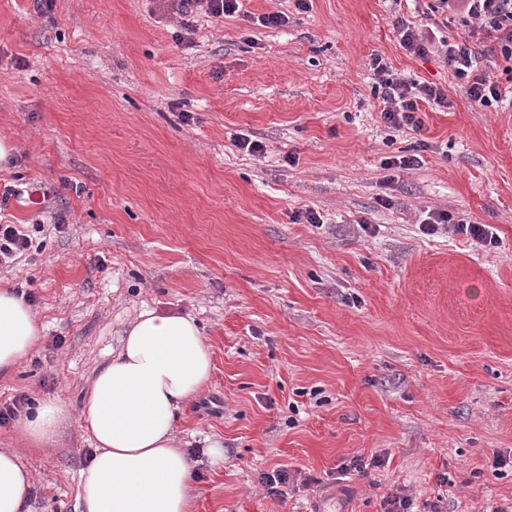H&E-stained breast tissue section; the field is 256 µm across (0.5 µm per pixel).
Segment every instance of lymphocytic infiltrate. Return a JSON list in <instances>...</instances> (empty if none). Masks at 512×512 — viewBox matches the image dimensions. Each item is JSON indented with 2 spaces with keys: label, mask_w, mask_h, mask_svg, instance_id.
<instances>
[{
  "label": "lymphocytic infiltrate",
  "mask_w": 512,
  "mask_h": 512,
  "mask_svg": "<svg viewBox=\"0 0 512 512\" xmlns=\"http://www.w3.org/2000/svg\"><path fill=\"white\" fill-rule=\"evenodd\" d=\"M439 9L458 16L466 29L460 42L437 36L435 31L400 17L395 21L399 44L406 53L440 57L458 79L471 103L492 107L503 102L506 91L482 68L485 59L498 55L504 72L512 77V0H436ZM371 67L378 77L383 108L381 117L389 127L421 131L418 116L421 103L444 104L448 96L440 86L387 77L381 58H373Z\"/></svg>",
  "instance_id": "lymphocytic-infiltrate-1"
}]
</instances>
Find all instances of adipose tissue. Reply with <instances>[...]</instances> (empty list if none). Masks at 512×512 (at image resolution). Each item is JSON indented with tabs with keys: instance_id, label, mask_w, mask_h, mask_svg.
Masks as SVG:
<instances>
[{
	"instance_id": "adipose-tissue-1",
	"label": "adipose tissue",
	"mask_w": 512,
	"mask_h": 512,
	"mask_svg": "<svg viewBox=\"0 0 512 512\" xmlns=\"http://www.w3.org/2000/svg\"><path fill=\"white\" fill-rule=\"evenodd\" d=\"M42 332L32 309L0 289V372L29 356ZM212 358L192 316L146 309L123 330L112 358L86 388L81 427L94 453L80 472L81 512H191V468L174 435L177 414L211 379ZM61 400L40 402L19 421L44 445L67 419ZM34 477L0 451V512H30Z\"/></svg>"
}]
</instances>
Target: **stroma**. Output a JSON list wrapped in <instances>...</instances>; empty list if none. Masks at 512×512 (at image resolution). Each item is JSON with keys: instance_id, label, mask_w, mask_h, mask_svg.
I'll return each mask as SVG.
<instances>
[{"instance_id": "35a3bbf8", "label": "stroma", "mask_w": 512, "mask_h": 512, "mask_svg": "<svg viewBox=\"0 0 512 512\" xmlns=\"http://www.w3.org/2000/svg\"><path fill=\"white\" fill-rule=\"evenodd\" d=\"M433 5L244 0L187 33L160 0H0V194H47L4 212L42 227L0 287L32 295L43 330L0 373V406H79L143 309L188 313L214 365L176 421L192 512H386L402 495L512 512V105L471 104L441 59L401 48L399 16L459 38ZM273 12L287 24L262 26ZM377 56L447 93L421 133L383 121ZM435 211L495 243L423 234ZM91 448L74 416L45 448L0 425L31 512H80ZM356 457L366 472H343ZM280 470L281 498L262 482Z\"/></svg>"}]
</instances>
